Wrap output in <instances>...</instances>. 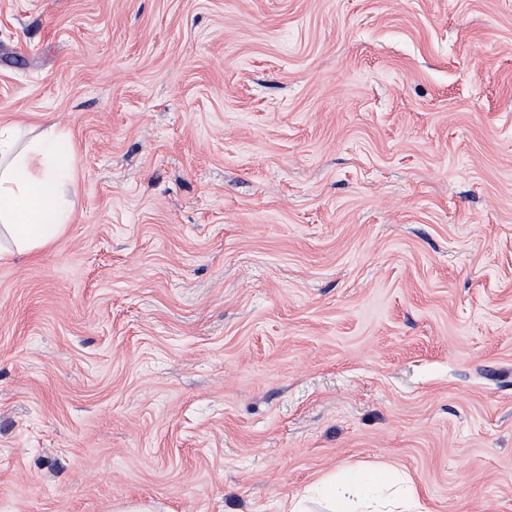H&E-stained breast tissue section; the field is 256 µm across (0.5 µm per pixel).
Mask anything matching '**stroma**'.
<instances>
[{"mask_svg": "<svg viewBox=\"0 0 512 512\" xmlns=\"http://www.w3.org/2000/svg\"><path fill=\"white\" fill-rule=\"evenodd\" d=\"M15 123L73 212L0 260V512H512V0H0ZM397 484L399 499L397 508L383 510L373 505V495L380 489H390ZM325 503L326 512H421L417 491L410 482L391 469L369 466L344 477L329 475L313 489Z\"/></svg>", "mask_w": 512, "mask_h": 512, "instance_id": "stroma-1", "label": "stroma"}]
</instances>
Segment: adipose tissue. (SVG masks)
Listing matches in <instances>:
<instances>
[{
    "mask_svg": "<svg viewBox=\"0 0 512 512\" xmlns=\"http://www.w3.org/2000/svg\"><path fill=\"white\" fill-rule=\"evenodd\" d=\"M18 129L0 126V235L19 251H32L56 240L68 224L72 203L67 186L73 179L71 143L47 127L25 147ZM397 488L398 512H415L420 501L404 477L383 466H369L343 477L323 478L314 488L326 512H380L377 491Z\"/></svg>",
    "mask_w": 512,
    "mask_h": 512,
    "instance_id": "1",
    "label": "adipose tissue"
}]
</instances>
